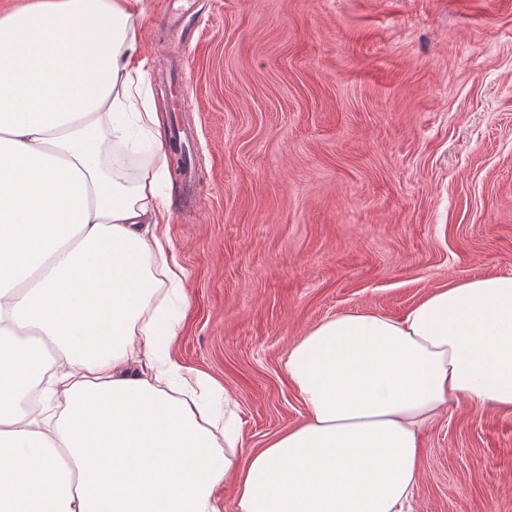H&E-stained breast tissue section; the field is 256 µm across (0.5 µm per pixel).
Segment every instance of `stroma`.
I'll return each instance as SVG.
<instances>
[{"label":"stroma","mask_w":512,"mask_h":512,"mask_svg":"<svg viewBox=\"0 0 512 512\" xmlns=\"http://www.w3.org/2000/svg\"><path fill=\"white\" fill-rule=\"evenodd\" d=\"M136 0L145 92L194 144L168 169L171 347L231 394L245 451L298 426L284 369L336 314L401 316L446 282L512 274V0ZM415 512H512V412L422 435Z\"/></svg>","instance_id":"obj_1"}]
</instances>
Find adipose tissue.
<instances>
[{
	"mask_svg": "<svg viewBox=\"0 0 512 512\" xmlns=\"http://www.w3.org/2000/svg\"><path fill=\"white\" fill-rule=\"evenodd\" d=\"M129 0L0 15V512H412L421 435L461 402L512 412V275L401 317L339 313L284 368L301 425L242 453L171 356L182 315L149 268L165 137ZM149 144L134 178L115 147Z\"/></svg>",
	"mask_w": 512,
	"mask_h": 512,
	"instance_id": "ef3b65f1",
	"label": "adipose tissue"
}]
</instances>
